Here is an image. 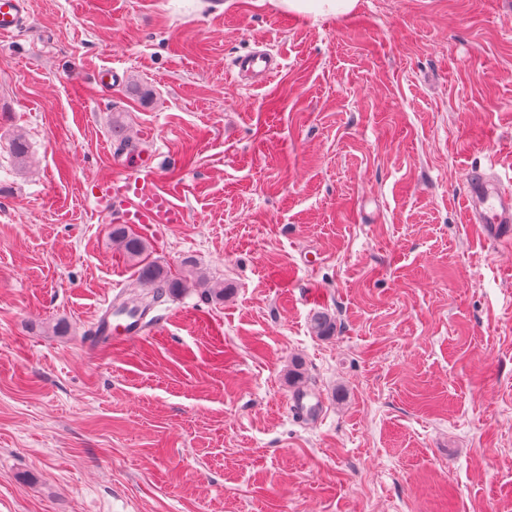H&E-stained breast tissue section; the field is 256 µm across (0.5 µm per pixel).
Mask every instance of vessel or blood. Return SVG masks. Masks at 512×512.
Instances as JSON below:
<instances>
[{"mask_svg": "<svg viewBox=\"0 0 512 512\" xmlns=\"http://www.w3.org/2000/svg\"><path fill=\"white\" fill-rule=\"evenodd\" d=\"M30 18V0H0V33L9 34L26 27ZM239 70L253 73L258 83L271 82L278 74L273 57L265 52L253 51L235 63ZM152 170L134 177V197L129 200L121 217L125 224H180L185 213L163 194L145 190L144 181L154 179ZM466 198L469 220L485 225L490 240L512 238V195L503 192L493 167L471 171L467 180ZM150 330L146 315H132L106 307L95 316L90 328L89 342L93 345L126 343Z\"/></svg>", "mask_w": 512, "mask_h": 512, "instance_id": "b4317fda", "label": "vessel or blood"}]
</instances>
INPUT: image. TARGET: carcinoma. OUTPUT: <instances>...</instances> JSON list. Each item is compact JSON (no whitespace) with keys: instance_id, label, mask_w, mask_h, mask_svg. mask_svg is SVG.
Returning <instances> with one entry per match:
<instances>
[{"instance_id":"carcinoma-1","label":"carcinoma","mask_w":512,"mask_h":512,"mask_svg":"<svg viewBox=\"0 0 512 512\" xmlns=\"http://www.w3.org/2000/svg\"><path fill=\"white\" fill-rule=\"evenodd\" d=\"M11 154L15 165L21 169L27 168L29 156L22 135L13 137ZM112 240L119 243L127 258L138 264L139 280L147 286L146 293L130 298V302L139 308L150 310L166 297L176 298L191 291L199 292L207 300H224L228 287L222 282L211 280L199 268L174 274L160 264L147 260V242L128 227L121 224L112 226ZM311 326L316 335L321 337L332 335L336 329L335 321L324 312L313 317Z\"/></svg>"}]
</instances>
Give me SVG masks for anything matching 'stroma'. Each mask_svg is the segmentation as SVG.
I'll return each instance as SVG.
<instances>
[{
  "label": "stroma",
  "instance_id": "1",
  "mask_svg": "<svg viewBox=\"0 0 512 512\" xmlns=\"http://www.w3.org/2000/svg\"><path fill=\"white\" fill-rule=\"evenodd\" d=\"M222 2L31 0L0 36V512H512V241L465 214L471 168L512 189V0ZM261 44L277 77L231 78ZM140 165L186 213L136 225L151 259L232 291L93 348L140 289L98 190ZM276 8L314 21L328 17H345L354 13L360 0H268ZM149 313L131 315L117 312L112 303L103 309L102 315H96L90 328V345L126 343L145 336L150 330Z\"/></svg>",
  "mask_w": 512,
  "mask_h": 512
}]
</instances>
